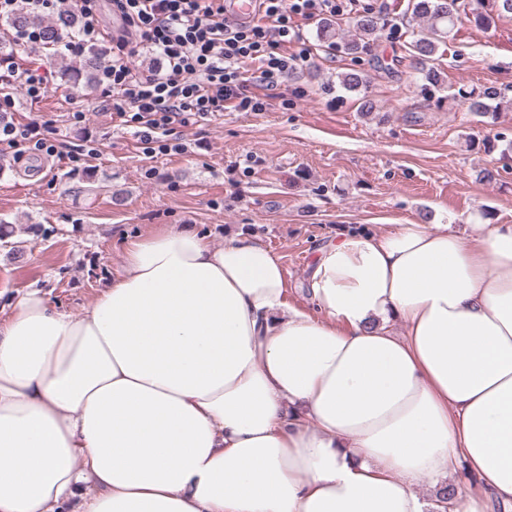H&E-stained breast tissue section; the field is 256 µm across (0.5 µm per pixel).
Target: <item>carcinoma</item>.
<instances>
[{"mask_svg": "<svg viewBox=\"0 0 512 512\" xmlns=\"http://www.w3.org/2000/svg\"><path fill=\"white\" fill-rule=\"evenodd\" d=\"M468 8L475 10L477 19L484 22L494 13L499 16L512 15V0H408L407 12L424 22V27L419 31L413 44L416 57L421 62L431 61L439 48L447 44L460 12ZM8 25L16 30L38 28L42 31L45 41L54 46L60 44L62 32L77 33L80 16L72 8L52 18H45L35 13H19L9 18ZM355 28L360 39H368L382 29L381 18L365 13L358 17ZM55 57L60 65L61 74L68 77L73 72L83 79L85 88L90 90L95 88L99 68L97 53L92 52L78 62L69 60L60 50ZM339 83L351 92H358L366 87L365 78L357 71L340 74ZM495 98H497V92L494 90L477 94L471 92L466 97L468 111L484 117L488 115L487 101Z\"/></svg>", "mask_w": 512, "mask_h": 512, "instance_id": "cac0c4a2", "label": "carcinoma"}]
</instances>
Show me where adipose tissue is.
I'll return each instance as SVG.
<instances>
[{
    "instance_id": "adipose-tissue-1",
    "label": "adipose tissue",
    "mask_w": 512,
    "mask_h": 512,
    "mask_svg": "<svg viewBox=\"0 0 512 512\" xmlns=\"http://www.w3.org/2000/svg\"><path fill=\"white\" fill-rule=\"evenodd\" d=\"M313 311L260 240L127 241L81 316L0 320V512H453L512 502V224L411 222L320 250ZM400 323L402 332L392 329ZM444 481L446 486L439 490V498L440 502L444 504L443 508L447 509V504L448 508L450 507L449 505H452V501L456 496L457 490L458 492H461L468 487H474L477 483V478L469 474L464 464H460L453 477ZM451 485H454L457 490Z\"/></svg>"
}]
</instances>
